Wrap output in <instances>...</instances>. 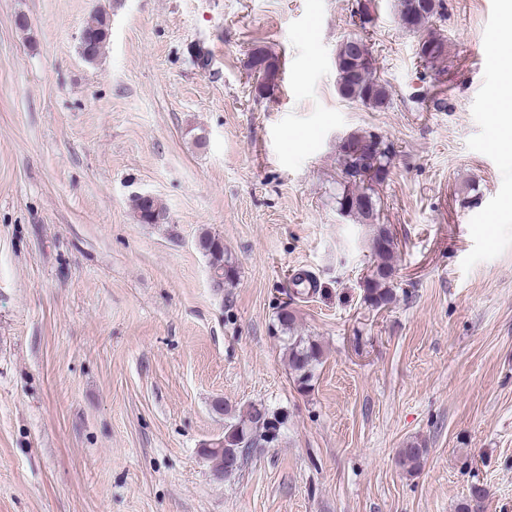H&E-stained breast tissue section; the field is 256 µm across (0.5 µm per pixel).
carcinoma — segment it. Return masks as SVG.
<instances>
[{
  "mask_svg": "<svg viewBox=\"0 0 512 512\" xmlns=\"http://www.w3.org/2000/svg\"><path fill=\"white\" fill-rule=\"evenodd\" d=\"M398 18L406 30L422 35V27L435 19H442V0H397ZM109 21L103 14H97L84 28L80 39L82 57L91 62L96 60L107 41ZM437 43L428 49V53L418 52L419 62L426 68L434 69L447 59L442 47L445 36L432 31ZM336 73L339 94L353 102L366 106L377 107L385 103L389 97L387 84L377 76V68L373 65L365 67L354 58L350 42L343 40L336 49ZM371 132H353L347 135L349 142H368L374 145L373 153L357 157L346 147L338 150L340 164V181L337 182L336 204L338 211L354 217L362 223H369L372 216L377 215V199L374 186L383 183L380 174L390 171L393 147L382 140L374 141ZM131 208L141 224L167 223L165 206L153 198L144 205L136 198H131ZM201 247L209 257L213 271V280L218 288L233 282L237 277V268L233 262L224 257V243L215 236H206L201 240ZM369 247L377 263L364 288V299L375 307L392 303L395 298L391 288L394 275L395 248L390 232L378 224L373 228L369 239ZM323 356L321 345L305 336L288 337V359L294 374V381L302 391L310 389L315 367L320 364ZM286 416L260 405L252 406L246 415L230 422L224 431V439L209 444L212 452L209 458L216 462L218 472L229 475L238 470L231 455L239 449V444L256 443L260 439L267 444L279 440L281 428ZM427 453L425 443L411 441L399 449L400 463L407 473L419 471ZM486 489L475 484L471 487L469 497L460 512H483Z\"/></svg>",
  "mask_w": 512,
  "mask_h": 512,
  "instance_id": "obj_1",
  "label": "carcinoma"
}]
</instances>
